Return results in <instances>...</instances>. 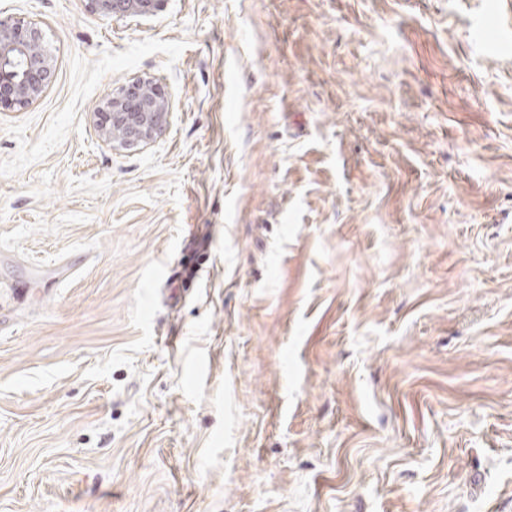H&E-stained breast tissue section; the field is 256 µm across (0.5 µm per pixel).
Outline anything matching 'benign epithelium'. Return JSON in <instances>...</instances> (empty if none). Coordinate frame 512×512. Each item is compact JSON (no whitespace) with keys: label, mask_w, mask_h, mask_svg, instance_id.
I'll return each mask as SVG.
<instances>
[{"label":"benign epithelium","mask_w":512,"mask_h":512,"mask_svg":"<svg viewBox=\"0 0 512 512\" xmlns=\"http://www.w3.org/2000/svg\"><path fill=\"white\" fill-rule=\"evenodd\" d=\"M89 8L105 17H141L161 8L164 0H87ZM53 59L40 27L11 17L0 18V108L32 103L52 79ZM172 103L161 84L151 78H133L112 90L93 112L102 137L120 146L146 144L161 134Z\"/></svg>","instance_id":"7a95c632"}]
</instances>
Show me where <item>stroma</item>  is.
Returning a JSON list of instances; mask_svg holds the SVG:
<instances>
[{
    "label": "stroma",
    "mask_w": 512,
    "mask_h": 512,
    "mask_svg": "<svg viewBox=\"0 0 512 512\" xmlns=\"http://www.w3.org/2000/svg\"><path fill=\"white\" fill-rule=\"evenodd\" d=\"M500 11L0 0L55 63L0 110V512H512ZM138 76L127 149L92 112ZM89 8L102 17H141L159 11L164 0H87ZM171 111V99L161 84L151 78H133L113 89L93 116L105 140L135 147L161 134Z\"/></svg>",
    "instance_id": "1"
}]
</instances>
